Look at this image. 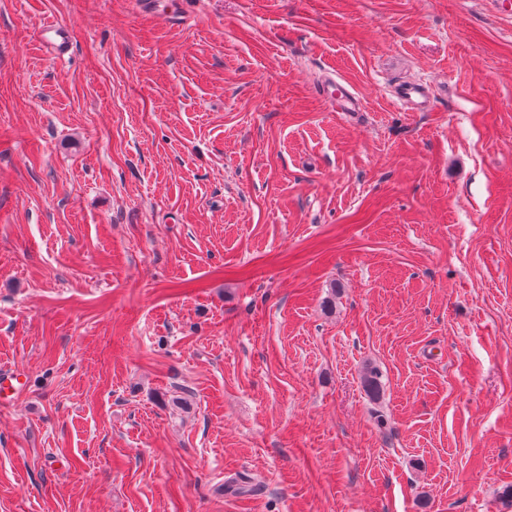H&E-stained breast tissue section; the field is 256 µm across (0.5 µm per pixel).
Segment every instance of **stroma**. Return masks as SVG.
<instances>
[{
    "instance_id": "stroma-1",
    "label": "stroma",
    "mask_w": 512,
    "mask_h": 512,
    "mask_svg": "<svg viewBox=\"0 0 512 512\" xmlns=\"http://www.w3.org/2000/svg\"><path fill=\"white\" fill-rule=\"evenodd\" d=\"M3 367L0 512H512V0H0ZM325 92L329 94L331 102L336 101V112L361 111V102L357 94L344 85L337 83L335 80H331L329 83L319 88L320 94H324ZM334 92H336V97L334 96ZM394 96L410 112H426L431 107L430 87L421 80L397 85Z\"/></svg>"
}]
</instances>
